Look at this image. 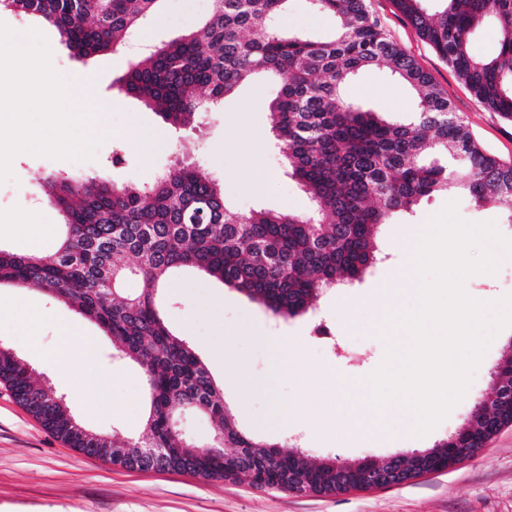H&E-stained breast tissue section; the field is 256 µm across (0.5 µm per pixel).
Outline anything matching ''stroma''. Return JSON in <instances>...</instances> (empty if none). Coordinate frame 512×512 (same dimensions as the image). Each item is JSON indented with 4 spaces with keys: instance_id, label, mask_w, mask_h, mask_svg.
<instances>
[{
    "instance_id": "1",
    "label": "stroma",
    "mask_w": 512,
    "mask_h": 512,
    "mask_svg": "<svg viewBox=\"0 0 512 512\" xmlns=\"http://www.w3.org/2000/svg\"><path fill=\"white\" fill-rule=\"evenodd\" d=\"M370 12L442 89L478 140L503 161H512V122L485 109L465 83L439 57L403 16L395 0H368ZM212 0H163L122 46L109 53L77 57L57 31L42 26L52 52V64L74 90H82L87 75L96 79L93 102L101 109L107 137L94 159H52L29 153L12 162L13 177L0 183V246L29 252L20 230L24 224L52 226L42 241L50 249L62 232L63 218L42 191L44 178L96 176L117 184L151 185L175 163L185 161L206 169L222 184L224 199L239 213L254 209H312L300 186L285 171L279 149L269 139L267 105L278 82L260 77L243 83L220 106L201 113L199 128H175L155 111L120 90L118 80L142 47L161 45L196 29L210 14ZM281 31L300 30L318 39L333 33L336 20L311 10L306 0H289L274 20ZM348 98L379 107L388 118L403 119L415 110L411 90L383 69L359 72L346 86ZM121 163H113V155ZM443 193L422 201L414 216H395L377 237L382 261L362 280L323 293L307 312L293 318L274 315L245 294L194 270L172 275L162 291L166 321L185 336L215 378L226 364L241 361L261 381L252 390L224 386V404L237 427L267 443L285 441L304 448L308 461H342L366 456L383 461L401 451L433 447L466 422L473 405L489 399L492 372L507 355L512 327L492 339L465 397L434 430L412 435V422L390 416L375 442L351 439V417L337 408L330 393L337 378L358 379L382 362L386 343L378 330L384 304L416 306L417 300L399 276L407 241L418 225L440 213L450 202ZM473 298L490 302L512 294V257L503 259L496 274L467 279ZM34 304L41 320L18 324L12 317L14 299ZM80 326L99 339V362L112 373L110 393L121 411L99 410L90 396L75 392L63 370L74 352L60 342L61 322ZM273 325L278 348L258 338L262 326ZM0 343L30 365L39 379L62 396L76 420L90 431L135 435L142 431L146 380L142 370L113 355L112 342L77 311L49 294L26 288H0ZM287 353L288 376L272 375L276 351ZM296 414L282 426L278 404ZM0 512H512V425L495 435L479 454L452 470L440 471L409 484L353 491L342 496L291 494L258 489L245 476L204 479L162 470H126L70 448L48 433L0 386Z\"/></svg>"
}]
</instances>
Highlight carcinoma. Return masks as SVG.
Returning <instances> with one entry per match:
<instances>
[{
    "label": "carcinoma",
    "instance_id": "1",
    "mask_svg": "<svg viewBox=\"0 0 512 512\" xmlns=\"http://www.w3.org/2000/svg\"><path fill=\"white\" fill-rule=\"evenodd\" d=\"M288 0H213L202 26L143 52L121 90L175 127L194 124L236 86L257 75L282 80L268 105L271 131L288 174L314 204L312 214L226 205L223 188L204 169L174 165L146 188L107 185L94 176L47 181L65 230L55 249L19 254L0 247V286L34 288L74 307L106 336L119 357L136 362L147 382L149 412L137 439L112 434V464L151 463L164 449L177 472L229 479L226 449L247 450L267 487L289 493L328 491L332 466L310 465L288 443L260 444L240 432L224 406V387L161 315L160 293L174 271L192 268L218 279L273 314L296 317L329 288L360 280L379 261L376 237L396 215L450 189L477 208L512 197V162L477 140L432 77L396 43L366 0H310L336 18L327 40L280 33L270 19ZM396 0L403 15L490 112L512 120V0ZM161 0H0L7 10L47 24L81 56L108 52L139 29ZM493 26L496 50L479 56L472 35ZM368 67L386 68L417 93L415 122L389 121L348 99L344 87ZM135 276L140 287L130 291ZM0 384L51 434L91 455L100 436L76 428L67 403L34 379L0 345ZM475 404L459 450L512 413ZM219 423L206 445L188 442L175 420L182 412ZM312 476L288 483V468Z\"/></svg>",
    "mask_w": 512,
    "mask_h": 512
}]
</instances>
